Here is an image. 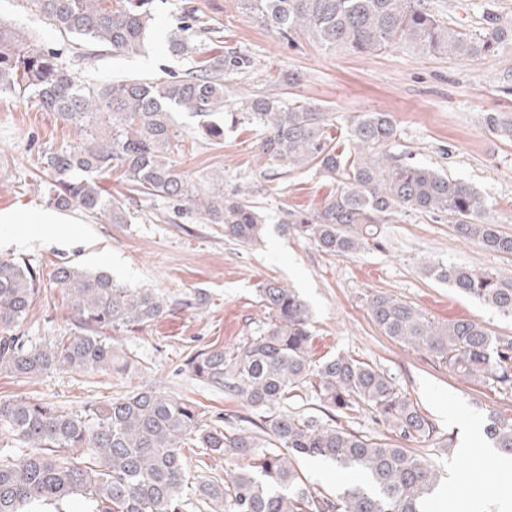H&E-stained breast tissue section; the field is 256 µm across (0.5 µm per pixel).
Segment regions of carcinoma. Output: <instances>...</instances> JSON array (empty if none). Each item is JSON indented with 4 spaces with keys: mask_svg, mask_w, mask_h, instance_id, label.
Here are the masks:
<instances>
[{
    "mask_svg": "<svg viewBox=\"0 0 512 512\" xmlns=\"http://www.w3.org/2000/svg\"><path fill=\"white\" fill-rule=\"evenodd\" d=\"M63 37L86 50L114 56L145 50L159 7L166 0H25ZM268 28L289 39L308 35L326 51L336 48L374 55L405 50L418 56L459 60L495 57L512 46V23L491 18L480 30L452 27L430 0H240ZM221 42L222 30L187 7L168 50L192 58L178 76L128 78L104 86L85 83L53 53L0 21V96L37 99L65 123L82 127L76 146L46 151L50 205L78 207L128 223L122 198L103 193L97 178L112 171L129 191L193 210L204 224H221L224 236L257 240L266 217L250 201L224 194V185L196 187L172 159L180 133L172 114L209 119L226 112L227 73H243L250 58L227 49L200 58L195 38ZM240 113L259 131L258 147L279 174L317 169L336 183L314 211L288 209L280 224H294L317 249L343 257L384 246L382 226L406 212L444 220L466 240L512 258V233L486 218L483 197L468 182L417 162L409 151H393L396 135L387 112H360L344 125L331 112L283 94L257 95ZM486 127L512 138V121L489 112ZM425 272L459 293L512 319V276L448 262L425 264ZM66 292L80 332L48 343L31 342L22 325L40 291V277L26 263L0 259V374L36 378L52 371L125 372L134 355L119 352L102 329L148 324L177 305L197 308L154 288H126L104 272L61 264L53 273ZM268 319L236 354L222 346L197 350L187 362L194 379L240 397L261 413L255 431H224L205 423L198 403L156 388L100 405L69 410L52 402L0 396V431L15 447L0 448V512H64L80 498L88 512H425L439 485V472L406 445L424 441L434 426L375 365L345 355L312 358L308 308L299 295L275 282L259 288ZM369 314L389 338L433 354L448 371L512 391V336H497L466 318L440 322L393 295L370 297ZM310 393L331 417L367 414L398 442L379 443L357 431L325 424L288 409V400ZM487 435L512 456V416L490 417ZM201 455L224 457V473L200 461L191 474L184 440ZM329 461L357 476L336 493L312 492L297 461Z\"/></svg>",
    "mask_w": 512,
    "mask_h": 512,
    "instance_id": "1",
    "label": "carcinoma"
}]
</instances>
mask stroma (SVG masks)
<instances>
[{
	"label": "stroma",
	"instance_id": "obj_1",
	"mask_svg": "<svg viewBox=\"0 0 512 512\" xmlns=\"http://www.w3.org/2000/svg\"><path fill=\"white\" fill-rule=\"evenodd\" d=\"M445 20L468 29L488 16L512 19V0H431ZM193 6L224 30L225 46L250 57L246 73L227 75L236 95L278 92L286 74L298 82L291 98L338 115L387 112L396 123L392 150L472 184L484 197L490 220L512 232V139L488 131L483 117L512 118V47L491 59L460 61L446 56L415 57L402 51L377 55L324 51L307 35L280 38L238 0H167L145 54L93 59L79 56L71 40L52 32L22 0H0V20L33 35L54 50L72 72L103 84L122 78H158L183 73L185 57L171 55L165 42L185 7ZM183 127L179 168L196 184L224 174L225 193L252 199L270 218L260 239L242 244L225 237L218 224L197 214H178L172 204L137 198L138 217L129 224L68 210L61 224H1L0 257L29 265L41 292L24 322L33 342L76 331L75 314L51 273L62 263L105 271L129 288H155L183 299L205 294L194 309L175 307L163 317L128 331L115 342L133 353L136 365L124 374L52 372L32 379L0 375V396L52 401L67 409L104 402L154 387L191 399L209 419L240 422L248 410L241 400L200 384L185 367L191 352L207 345L233 351L265 322L256 289L275 281L293 288L311 314L314 357L346 355L387 371L436 427L429 441L412 445L441 475L436 512H466L477 498L483 512H502L498 452L484 434L488 414L512 413V393L451 375L431 353L382 335L367 311L371 294L386 292L419 306L439 320L468 317L499 335H512V320L449 285L427 277L423 263L443 260L487 270H512L507 259L455 234L430 214L412 211L384 227V245L355 257L318 250L292 227L279 224L282 210L316 209L335 188L312 169L269 175L257 147L254 125L225 129L214 141L196 120L177 114ZM74 125L57 120L28 98L0 99V210L47 209L38 170L43 152L78 143ZM299 468L309 488L332 494L353 480L334 464L304 458Z\"/></svg>",
	"mask_w": 512,
	"mask_h": 512
}]
</instances>
